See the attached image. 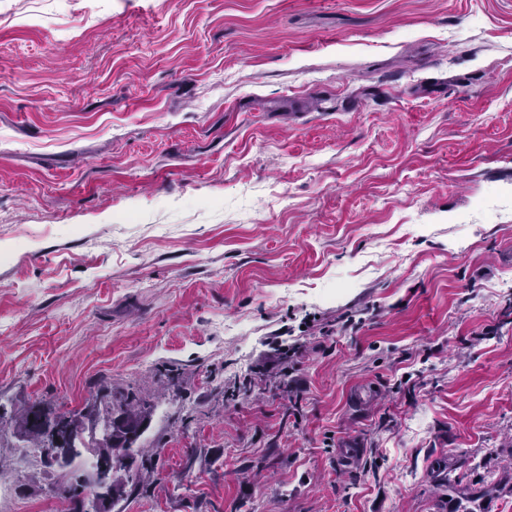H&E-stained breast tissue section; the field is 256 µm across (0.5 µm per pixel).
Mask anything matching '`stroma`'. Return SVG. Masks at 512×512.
<instances>
[{"label": "stroma", "mask_w": 512, "mask_h": 512, "mask_svg": "<svg viewBox=\"0 0 512 512\" xmlns=\"http://www.w3.org/2000/svg\"><path fill=\"white\" fill-rule=\"evenodd\" d=\"M108 389L113 512H512V0H0V512ZM105 397L107 401L104 402L105 415L102 417L104 422L103 438L96 442L92 448H96V454L109 453L113 448H126L133 457L135 455L139 456L140 463L138 469L133 470V468H127L118 456H116V464V458L112 454H105L96 458L94 467L102 477V483L95 487L93 491L98 512H110L108 510L111 502L112 506L115 503L112 500L120 494V485L112 482V473L116 470L117 465L118 469L124 471L125 474V481L119 482L124 488L121 498L124 495L131 496L135 493L147 495L152 485L140 473L142 471L151 472L152 460L150 450L143 448L141 445V437L145 431L144 421L147 416L144 406L132 390L114 393L113 395L112 391H109ZM118 421L121 422V425L117 424ZM124 426H133L130 437L126 436L127 432L123 429ZM114 439L119 442L117 446L113 445ZM35 410L39 413L38 423L45 434L47 446L51 448L49 460L55 463L58 459L68 457L75 441L76 427L81 428V432L86 430L83 420L77 414L62 413L70 416L75 427L69 419H60L55 414L45 412L41 408H35ZM81 457L82 451L79 449L64 461V465L66 468H72L77 461H80Z\"/></svg>", "instance_id": "1"}]
</instances>
